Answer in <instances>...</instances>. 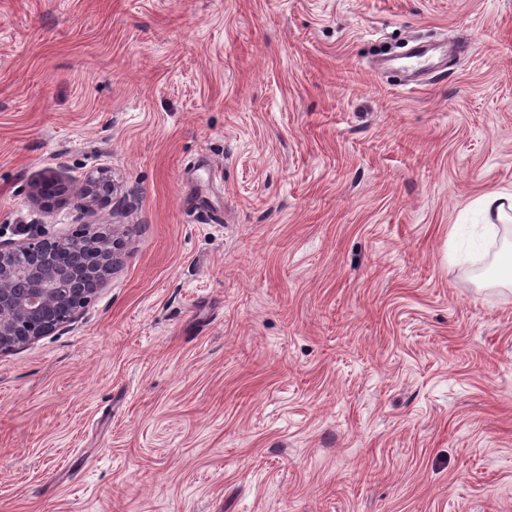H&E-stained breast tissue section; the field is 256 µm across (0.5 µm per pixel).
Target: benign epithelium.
Wrapping results in <instances>:
<instances>
[{
  "label": "benign epithelium",
  "mask_w": 512,
  "mask_h": 512,
  "mask_svg": "<svg viewBox=\"0 0 512 512\" xmlns=\"http://www.w3.org/2000/svg\"><path fill=\"white\" fill-rule=\"evenodd\" d=\"M108 169L72 187L54 174L35 181L31 197L48 209L73 196L90 207L117 195ZM25 238L0 240V351L25 345L74 321L115 263L120 241L99 234L49 238L44 226L30 224Z\"/></svg>",
  "instance_id": "obj_1"
}]
</instances>
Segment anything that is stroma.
<instances>
[{"label":"stroma","instance_id":"1","mask_svg":"<svg viewBox=\"0 0 512 512\" xmlns=\"http://www.w3.org/2000/svg\"><path fill=\"white\" fill-rule=\"evenodd\" d=\"M462 46L404 87L378 54ZM111 169L126 201L43 213ZM512 0H0V225L125 247L0 352V512H512ZM118 189L119 185L108 169L89 174L78 187L66 184L54 174H45L34 182L31 197L45 209L68 199L69 196L77 198L82 206L89 208L95 203L111 202ZM473 220L482 224L488 237L494 236L497 233L496 222L501 224H510L512 222V194L486 192L479 195L460 212L458 220L456 224H453L449 236L453 237L456 235L461 224H471Z\"/></svg>","mask_w":512,"mask_h":512}]
</instances>
